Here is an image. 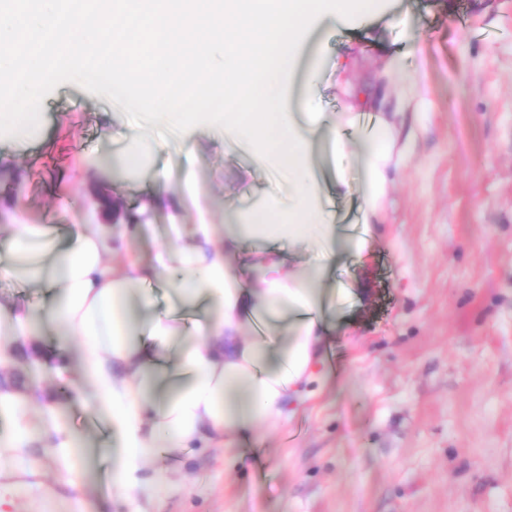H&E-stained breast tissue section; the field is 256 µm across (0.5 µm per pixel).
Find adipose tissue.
Instances as JSON below:
<instances>
[{"label": "adipose tissue", "instance_id": "ef3b65f1", "mask_svg": "<svg viewBox=\"0 0 512 512\" xmlns=\"http://www.w3.org/2000/svg\"><path fill=\"white\" fill-rule=\"evenodd\" d=\"M369 7V0H265L260 10L253 0H152L151 21L171 37L168 52L155 60L157 70L180 69L196 77L190 100L161 94L158 119L184 135L193 121L213 115L217 102H227L225 134L287 178V197H267L242 223L225 225L220 241L209 225H198L192 243L159 254L150 268L112 262L114 238L130 229L142 232L139 224L71 225L73 246L65 251L42 224L19 223L11 236L0 276L52 293L46 313L61 321L59 348L75 337L89 341L81 368L112 405L106 431L126 453L115 479L121 493L139 485L144 461L176 462L194 443L278 422L289 390L311 378L328 332L320 311L323 293L279 246L314 242L329 263L338 234L309 172L318 129L301 126L289 112L293 83L281 60L295 57L311 27ZM392 74L415 88L400 56L387 54L380 75L356 94L355 111L336 117L334 146L343 152L352 145L361 113L377 111L364 143L366 191L362 229L354 239L359 253L368 246L371 225L382 220L392 149L406 134L411 107L409 99H391L382 86ZM245 240L254 244L242 259L252 274L247 282L229 262L231 249ZM174 274L177 303L156 310L142 285ZM137 306L148 315L138 331L131 326ZM260 319L272 326L290 320L285 351L245 335L246 326Z\"/></svg>", "mask_w": 512, "mask_h": 512}]
</instances>
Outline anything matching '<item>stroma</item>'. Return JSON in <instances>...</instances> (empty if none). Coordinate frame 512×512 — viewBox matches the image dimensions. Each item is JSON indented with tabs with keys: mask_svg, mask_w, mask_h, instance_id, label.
I'll return each mask as SVG.
<instances>
[{
	"mask_svg": "<svg viewBox=\"0 0 512 512\" xmlns=\"http://www.w3.org/2000/svg\"><path fill=\"white\" fill-rule=\"evenodd\" d=\"M406 52L417 73L414 135L397 157L383 223L369 252L343 248L322 286L335 296L332 334L313 382L288 394V415L217 445L187 452L165 481L145 461L135 498L113 486L124 466L118 440H101L112 413L86 380L73 340L58 382L20 356L0 387L25 401L40 428L18 457H0V512H512V0H374L335 31L312 29L292 63L302 123L321 129L314 166L335 224L357 218L365 188L358 144L336 153L332 126L350 91L378 66L382 48ZM320 115H311L313 102ZM36 133L0 140V241L17 220L102 224L91 190L143 209L163 194L181 200L177 221L150 212L149 237L115 242V259L150 263L189 244L199 222L223 237L230 215L287 182L218 124L190 142L164 125L132 128L106 97L63 85L42 104ZM151 147L154 173L113 187L84 161ZM344 170L350 194L336 190ZM45 296L0 278V304L27 307L35 335L55 340ZM70 452L53 446L57 432ZM79 479L74 489L71 479Z\"/></svg>",
	"mask_w": 512,
	"mask_h": 512,
	"instance_id": "35a3bbf8",
	"label": "stroma"
}]
</instances>
